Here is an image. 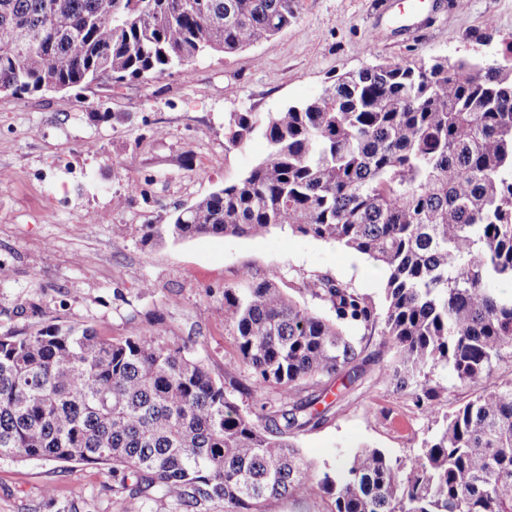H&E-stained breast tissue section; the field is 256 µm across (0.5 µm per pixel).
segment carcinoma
<instances>
[{
    "label": "carcinoma",
    "instance_id": "carcinoma-1",
    "mask_svg": "<svg viewBox=\"0 0 512 512\" xmlns=\"http://www.w3.org/2000/svg\"><path fill=\"white\" fill-rule=\"evenodd\" d=\"M299 0H0V91L15 96L187 73L297 21ZM267 155L237 181L149 224L144 240L263 236L336 244L385 272L382 304L325 274L282 287L276 269L224 289L245 411L186 347L49 324L0 336V459L106 465L119 512L163 495L180 512H266L272 498L328 512H512V46L495 63L437 58L348 72L307 101L233 112L224 137ZM394 350L382 382L434 419L435 378L472 390L411 457L363 448L318 473L290 436L363 383L374 333ZM341 389L333 390L332 382Z\"/></svg>",
    "mask_w": 512,
    "mask_h": 512
}]
</instances>
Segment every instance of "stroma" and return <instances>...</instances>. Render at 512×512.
Returning a JSON list of instances; mask_svg holds the SVG:
<instances>
[{"instance_id": "35a3bbf8", "label": "stroma", "mask_w": 512, "mask_h": 512, "mask_svg": "<svg viewBox=\"0 0 512 512\" xmlns=\"http://www.w3.org/2000/svg\"><path fill=\"white\" fill-rule=\"evenodd\" d=\"M300 0L295 26L233 55H207L190 76L128 79L18 98L0 92V336L52 323L121 339L142 330L187 345L216 377L235 336L218 310L245 271L291 282L326 274L381 301L385 279L365 256L274 229L251 237L143 238L175 209L241 178L267 153L233 147L232 112H273L310 99L339 75L382 61L501 59L512 46V0ZM381 38H374V30ZM363 387L294 442L316 469L364 447L417 453L432 420L408 393ZM112 473L83 463L0 460V512H117Z\"/></svg>"}]
</instances>
